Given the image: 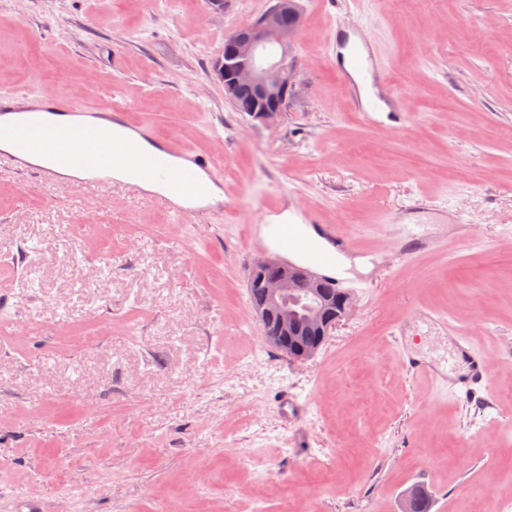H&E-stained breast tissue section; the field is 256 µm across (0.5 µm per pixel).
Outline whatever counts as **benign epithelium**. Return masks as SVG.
I'll return each instance as SVG.
<instances>
[{"label": "benign epithelium", "mask_w": 512, "mask_h": 512, "mask_svg": "<svg viewBox=\"0 0 512 512\" xmlns=\"http://www.w3.org/2000/svg\"><path fill=\"white\" fill-rule=\"evenodd\" d=\"M302 25L297 0H274L259 18L225 36L214 72L224 99L251 120L268 125L288 111L297 83L292 50ZM250 285L258 293L251 313L267 330L266 340L287 349L294 362L314 357L355 311L350 294L303 268L267 258L251 264Z\"/></svg>", "instance_id": "obj_1"}]
</instances>
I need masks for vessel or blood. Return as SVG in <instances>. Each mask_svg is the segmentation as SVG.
Wrapping results in <instances>:
<instances>
[{
  "mask_svg": "<svg viewBox=\"0 0 512 512\" xmlns=\"http://www.w3.org/2000/svg\"><path fill=\"white\" fill-rule=\"evenodd\" d=\"M329 46L337 68L342 71L352 109L365 115L374 110L352 77L353 72L367 71L384 90L392 127L404 128L409 121V114L403 106L404 95L389 81L367 30L333 29ZM59 122L68 130V140L59 145V153L79 155L83 165L94 172L92 184L101 187L115 185L113 171L120 165L122 157L127 156L137 165L141 184L152 185L154 197L162 199L181 221L191 223L201 215L223 210V201L196 195L186 189L187 184L199 178L216 188H223L221 167L213 156L193 150L176 138L158 137L148 125L130 124L125 112L111 103L82 109L73 105L63 92L46 96L36 90L25 93L0 90V144L10 141L15 145L11 151L0 147V163L46 181H68V174L63 173L57 164L35 161L28 150L30 142L43 139L47 129ZM117 126L127 130L122 155L118 158L100 151L102 144L112 141L113 129ZM299 217L303 223L318 224L316 216L310 213L300 212ZM318 226L320 237L333 247L332 252H318L308 265L309 271L320 275L331 264L334 253L351 249L352 240L338 225ZM456 344L460 354L470 357L471 367L466 379L453 382L452 393L457 399L469 402L486 393L490 373L479 358L472 356V341L467 334H459Z\"/></svg>",
  "mask_w": 512,
  "mask_h": 512,
  "instance_id": "b4317fda",
  "label": "vessel or blood"
}]
</instances>
